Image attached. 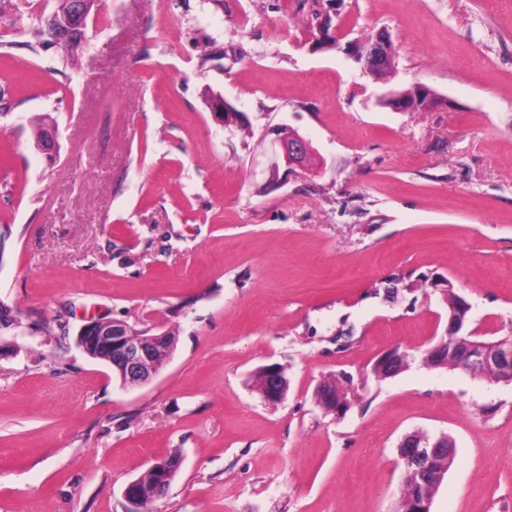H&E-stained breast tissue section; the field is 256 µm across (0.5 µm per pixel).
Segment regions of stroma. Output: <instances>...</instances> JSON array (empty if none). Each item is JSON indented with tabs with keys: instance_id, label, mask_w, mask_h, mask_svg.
Masks as SVG:
<instances>
[{
	"instance_id": "obj_1",
	"label": "stroma",
	"mask_w": 512,
	"mask_h": 512,
	"mask_svg": "<svg viewBox=\"0 0 512 512\" xmlns=\"http://www.w3.org/2000/svg\"><path fill=\"white\" fill-rule=\"evenodd\" d=\"M58 5L0 0V301L26 327L0 358V512H127L175 451L148 512H396L422 430L455 444L430 512H512L511 384L372 374L444 335L450 281L468 330L512 336V0H98L66 56L33 28ZM382 31L386 83L352 56ZM413 83L428 107L378 105ZM279 124L322 172H255ZM100 315L176 334L156 379L121 388L76 346ZM345 376L340 418L318 389ZM209 106L214 120L223 125L225 129L239 127L246 120L244 112H239L220 94L211 96ZM264 372V374H263ZM263 372H259L257 382L262 384L259 393L269 402H278L284 399L288 391V381L284 377L281 367L277 365H268L263 367ZM180 472H175L174 469H168L164 473H160L157 469V467H149L145 472L141 474V482L140 477L130 481L124 491L123 495L126 501L128 502L130 508L128 509V512H143V508L147 506L149 503L155 500L151 489L153 484L156 482L157 479H159L161 476L164 480L167 481L169 486L171 483L177 478ZM141 483L142 493L140 497V507H139V487ZM166 482H161L157 484V486L154 489L155 495L158 497L162 496L165 491L167 490Z\"/></svg>"
}]
</instances>
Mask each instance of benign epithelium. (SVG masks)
Masks as SVG:
<instances>
[{"mask_svg":"<svg viewBox=\"0 0 512 512\" xmlns=\"http://www.w3.org/2000/svg\"><path fill=\"white\" fill-rule=\"evenodd\" d=\"M95 6V0H70L67 12L50 17L47 37L54 43H62L69 49L85 45V21ZM365 73L383 69L390 65L392 56L388 48V37L381 34L373 39L367 50L356 55ZM214 120L226 129L241 126L246 117L220 94H214L209 101ZM267 144V150L284 164V173L312 164L314 149L311 143L298 132L286 125L267 128L260 139ZM177 336L160 326L137 329L124 320L106 317L92 318L78 333L77 346L89 358L98 360L112 369L114 376L123 387H136L155 378L161 366L157 352L163 347L173 348ZM464 362L462 370L478 378L493 382L512 383V338L493 343L469 341L460 351ZM265 382L259 393L269 402H278L287 394L288 381L281 367H263ZM453 447L452 440L445 434L432 437L426 433H413L404 437L399 444V457L408 468L419 470L428 465L443 447ZM140 479L130 481L123 495L129 504L128 512H138Z\"/></svg>","mask_w":512,"mask_h":512,"instance_id":"1","label":"benign epithelium"}]
</instances>
